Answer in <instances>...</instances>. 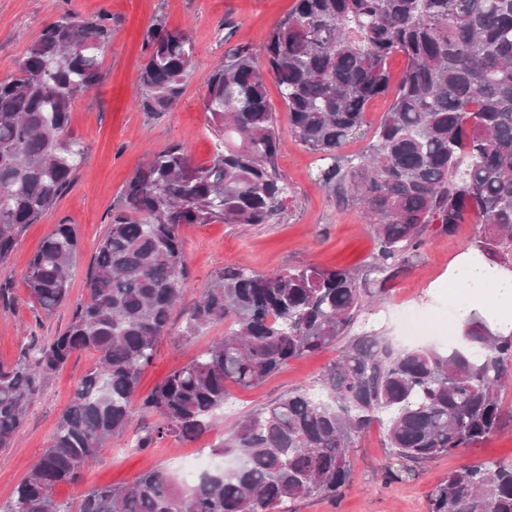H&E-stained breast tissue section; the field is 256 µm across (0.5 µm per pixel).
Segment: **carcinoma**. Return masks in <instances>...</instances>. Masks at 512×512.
Returning a JSON list of instances; mask_svg holds the SVG:
<instances>
[{"mask_svg":"<svg viewBox=\"0 0 512 512\" xmlns=\"http://www.w3.org/2000/svg\"><path fill=\"white\" fill-rule=\"evenodd\" d=\"M112 29L66 13L48 24L0 79V263L30 224L70 188L86 155L69 128L72 102L103 80L100 48ZM137 83L147 112L183 95L194 43L160 21L144 35ZM406 60L394 102L357 158L337 156L363 127L369 102L389 89L388 59ZM276 79L289 131L334 162L323 182L336 203L360 207L377 245L366 275L385 284L433 234L473 219L476 247L512 265V0H295L270 32L263 59L233 49L202 96L218 136L240 144L194 163L178 145L153 155L124 188L87 276V298L52 340L30 336L0 361V453L30 405L79 351L95 363L77 383L51 443L0 512H293L294 501L334 497L348 485L350 449L377 421L397 462L461 453L498 431L500 388L512 374V336L474 317L465 350L395 349L352 336L371 298L349 269L307 264L259 276L229 267L192 307L188 331L228 324L224 338L170 372L141 400L158 416L140 450L172 437L200 438L224 407L228 386L248 389L295 359L346 341L322 377L323 392L298 388L236 423L216 453L230 468L181 488L162 469L126 485L96 487L73 505L54 498L75 484L105 440L133 414L143 370L190 281L186 224H270L287 209L277 158L282 136L267 101ZM77 229L56 224L25 277L33 310L69 299ZM428 512H512V461L467 464L428 495Z\"/></svg>","mask_w":512,"mask_h":512,"instance_id":"obj_1","label":"carcinoma"}]
</instances>
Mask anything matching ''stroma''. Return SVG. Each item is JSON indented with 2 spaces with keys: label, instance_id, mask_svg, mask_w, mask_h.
<instances>
[{
  "label": "stroma",
  "instance_id": "35a3bbf8",
  "mask_svg": "<svg viewBox=\"0 0 512 512\" xmlns=\"http://www.w3.org/2000/svg\"><path fill=\"white\" fill-rule=\"evenodd\" d=\"M294 4L295 0H0V78L14 72L17 61L42 29L63 13L103 17L112 27V39L101 51L105 79L97 89L77 97L70 114L71 130L88 148L86 158L72 187L52 212L29 225L9 259L0 264V286L8 290L7 299L0 300V361L13 362L27 337L52 339L70 322L75 306L86 297L87 271L110 216L119 206L121 190L142 166L147 153L178 145L195 163L210 160L217 136L202 110L201 97L212 70L237 47L261 54L271 30ZM160 20L168 27L189 31L195 45L194 59L177 105L164 112H147L139 105L142 93L137 76L146 61L144 35ZM266 91L282 133L278 165L294 190L293 203L273 224L184 227L190 282L166 334L157 343L154 360L141 376L140 393L149 392L171 371L223 338L225 326L221 323L189 335L187 313L225 267L243 266L266 275L314 264L362 275L376 257L371 227L360 210L337 208L329 197L323 182L327 160L309 152L290 135L288 112L274 79H267ZM392 100L388 93L369 102L364 127L340 149V156L351 157L365 150ZM60 222L75 225L79 235L70 295L53 315L41 317L28 303L25 275L40 242ZM479 231V225L469 221L452 235L433 236L419 258L361 309L354 333H374L392 345L405 346L401 319L410 311L420 318V345L447 347L454 337L453 315L448 310L447 292L436 290L435 284L447 277L448 263L457 253L474 246ZM338 354V347L333 346L290 361L256 387H231L223 410L215 415L213 429L194 441L168 438L143 451L130 448L129 438L157 420L156 415L134 412L126 434L106 442L79 484L58 485L55 498L76 501L94 487L124 485L152 468L185 479L188 458L200 449H211L231 425L292 389H319L323 372ZM93 362L92 353H76L30 406L12 447L0 453V504L10 499L47 447L78 379ZM496 459H512V420L466 453L411 463L390 478L386 470L391 460L383 445V432L375 424L350 450L349 486L333 498L300 500L295 512H428L429 492L449 473L465 464Z\"/></svg>",
  "mask_w": 512,
  "mask_h": 512
}]
</instances>
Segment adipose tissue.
Listing matches in <instances>:
<instances>
[{
	"label": "adipose tissue",
	"instance_id": "ef3b65f1",
	"mask_svg": "<svg viewBox=\"0 0 512 512\" xmlns=\"http://www.w3.org/2000/svg\"><path fill=\"white\" fill-rule=\"evenodd\" d=\"M448 276L459 286L460 320L477 312L496 333L512 335V267L491 262L479 249L469 248L453 258Z\"/></svg>",
	"mask_w": 512,
	"mask_h": 512
}]
</instances>
